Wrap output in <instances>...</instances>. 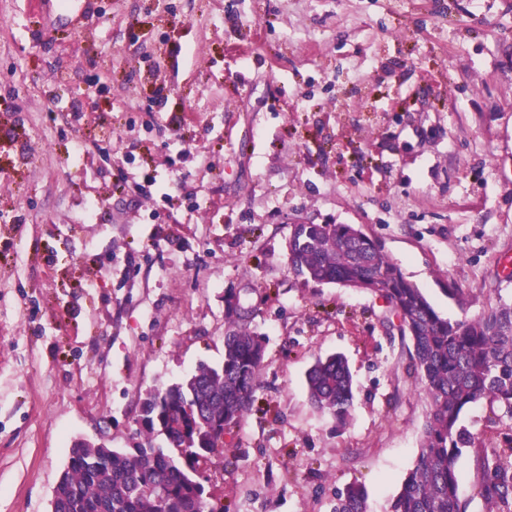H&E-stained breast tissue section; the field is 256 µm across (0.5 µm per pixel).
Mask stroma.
I'll return each mask as SVG.
<instances>
[{"instance_id":"stroma-1","label":"stroma","mask_w":512,"mask_h":512,"mask_svg":"<svg viewBox=\"0 0 512 512\" xmlns=\"http://www.w3.org/2000/svg\"><path fill=\"white\" fill-rule=\"evenodd\" d=\"M30 2L0 0V512H51L76 439L137 447L146 390L222 363L228 294L265 355L196 479L224 512L353 484L389 512L427 414L410 342L297 278L290 223L356 225L448 319L512 301V0H98L77 30ZM336 353L343 427L306 390ZM460 424L485 512L475 450L512 414Z\"/></svg>"}]
</instances>
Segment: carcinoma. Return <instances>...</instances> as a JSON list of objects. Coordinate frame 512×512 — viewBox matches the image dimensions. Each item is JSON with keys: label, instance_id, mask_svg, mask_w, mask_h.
I'll list each match as a JSON object with an SVG mask.
<instances>
[{"label": "carcinoma", "instance_id": "cac0c4a2", "mask_svg": "<svg viewBox=\"0 0 512 512\" xmlns=\"http://www.w3.org/2000/svg\"><path fill=\"white\" fill-rule=\"evenodd\" d=\"M288 261L306 282L369 290L389 305L409 339L410 365L428 402L414 467L393 498L390 512H466L459 497L457 462L472 439L459 426L462 410L482 399L512 413V303L473 318L441 316L423 291L406 279L377 243L353 224H299L288 240ZM221 366L200 365L184 380L147 391L141 408L159 412L171 435L167 447L144 428L138 448H73L59 479L56 512H188L202 495L198 461L224 447L222 435L251 411L264 350L261 338L225 311ZM306 385L310 402L336 423L350 418L353 378L341 354L317 359ZM210 429L208 449L184 446L182 427ZM477 494L486 512L512 500V439L504 449H477ZM333 512H369L363 486L336 497Z\"/></svg>", "mask_w": 512, "mask_h": 512}]
</instances>
